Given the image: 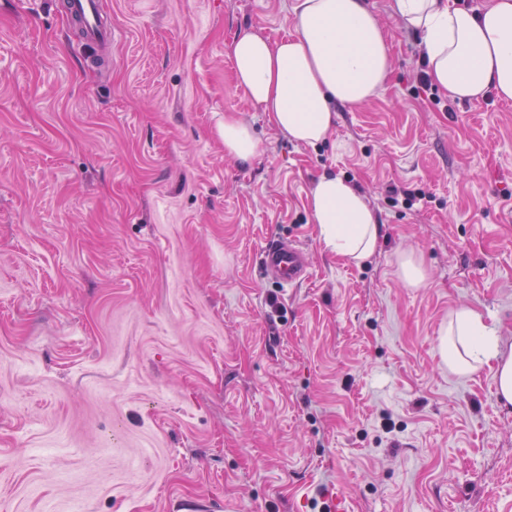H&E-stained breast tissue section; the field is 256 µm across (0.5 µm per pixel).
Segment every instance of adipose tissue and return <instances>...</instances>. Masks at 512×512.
Returning a JSON list of instances; mask_svg holds the SVG:
<instances>
[{
  "mask_svg": "<svg viewBox=\"0 0 512 512\" xmlns=\"http://www.w3.org/2000/svg\"><path fill=\"white\" fill-rule=\"evenodd\" d=\"M403 25L420 34L430 82L462 101L512 100V0H488L481 12L448 0H392ZM231 58L237 82L273 125L294 142L324 141L337 105H357L381 90L390 71L382 28L367 0H298L294 32L279 42L240 30ZM309 204L327 248L355 261L375 251V212L345 179L322 175ZM452 371L468 375L496 364L498 395L512 405V351L470 309L458 310L440 342Z\"/></svg>",
  "mask_w": 512,
  "mask_h": 512,
  "instance_id": "ef3b65f1",
  "label": "adipose tissue"
}]
</instances>
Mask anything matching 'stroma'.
Returning <instances> with one entry per match:
<instances>
[{"mask_svg":"<svg viewBox=\"0 0 512 512\" xmlns=\"http://www.w3.org/2000/svg\"><path fill=\"white\" fill-rule=\"evenodd\" d=\"M104 3L99 70L66 16L0 0V512H320L332 488L346 512H512L495 366L439 353L462 308L512 347V101L420 91V35L369 0L383 90L296 144L230 57L241 29L290 36L296 0ZM324 174L378 217L363 262L319 236ZM270 235L306 282L263 278ZM257 149L258 143L249 125L240 120H224L225 154L247 162L256 154Z\"/></svg>","mask_w":512,"mask_h":512,"instance_id":"stroma-1","label":"stroma"}]
</instances>
